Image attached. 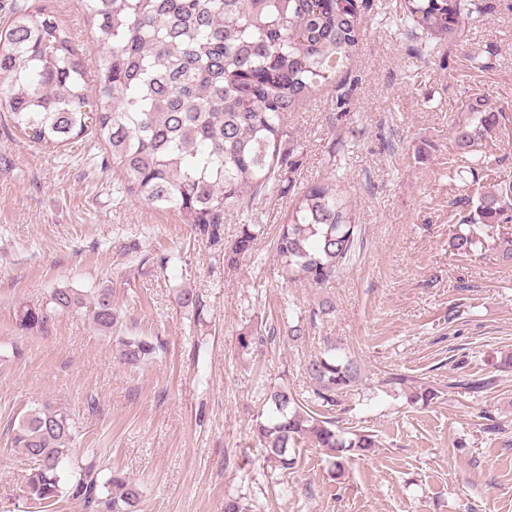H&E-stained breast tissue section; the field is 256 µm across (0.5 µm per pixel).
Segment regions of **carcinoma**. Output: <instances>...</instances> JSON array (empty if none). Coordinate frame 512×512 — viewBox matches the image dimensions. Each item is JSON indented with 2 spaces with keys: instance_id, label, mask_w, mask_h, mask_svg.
I'll use <instances>...</instances> for the list:
<instances>
[{
  "instance_id": "1",
  "label": "carcinoma",
  "mask_w": 512,
  "mask_h": 512,
  "mask_svg": "<svg viewBox=\"0 0 512 512\" xmlns=\"http://www.w3.org/2000/svg\"><path fill=\"white\" fill-rule=\"evenodd\" d=\"M369 3L81 0L103 49L93 100L82 93L86 56L69 30L54 16L18 3L0 26V112L46 150L71 144L96 126L123 173V192L178 212L215 245L226 211L252 205L291 181L297 162L285 149V119L345 66L366 30ZM472 13L466 0H404L398 20L408 38L420 41V51L431 54ZM468 109L477 122L454 132L463 150L499 123L485 98ZM459 202L470 208L469 232L449 238L459 254L481 242L477 229L512 223V181L502 180L492 191L478 188ZM361 233L339 178L303 188L273 239L282 276L315 286L336 279L352 264ZM256 238L250 225H242L224 248V262L232 266L249 256ZM50 304L22 306L18 330L44 334L52 314L87 304L98 330L114 332L120 324L110 288L88 302L71 288H58ZM154 350L145 339H127L120 357L135 365ZM304 367L318 409L288 387L273 385L271 412L258 427L265 459L285 473L293 470L305 439L326 452L332 472L341 475L351 455L376 447L373 435L345 432L334 415L337 397L357 385L360 367L336 355L333 345ZM72 441L73 424L64 412L34 410L21 418L12 442L33 463L26 497L45 508L67 496L84 512H136L138 485L117 471L101 480L97 452L78 455ZM104 488L111 497H102Z\"/></svg>"
}]
</instances>
